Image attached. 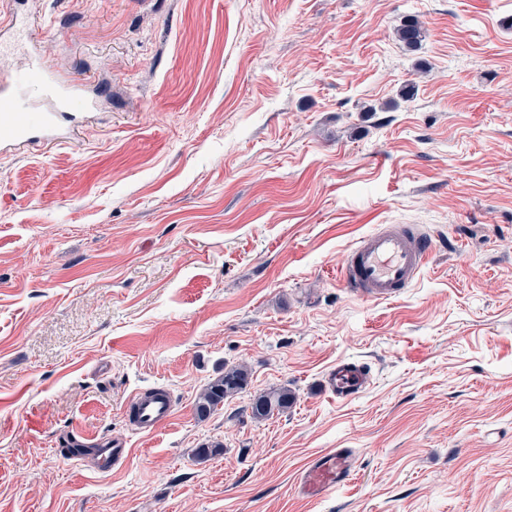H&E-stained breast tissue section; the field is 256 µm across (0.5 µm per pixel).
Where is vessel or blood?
<instances>
[{
  "instance_id": "b4317fda",
  "label": "vessel or blood",
  "mask_w": 512,
  "mask_h": 512,
  "mask_svg": "<svg viewBox=\"0 0 512 512\" xmlns=\"http://www.w3.org/2000/svg\"><path fill=\"white\" fill-rule=\"evenodd\" d=\"M19 0H0V19H7L9 40L0 39V146L20 148L32 143L67 140L77 121L91 112L93 86L59 78L47 47L32 33L31 23L16 20ZM436 251L433 238L409 224H383L352 247L341 268V284L367 301L399 297L412 288ZM373 382L370 367L337 361L324 372L323 393L345 403ZM171 391L158 385L135 393L125 406L135 431L153 434L174 414ZM131 450L123 438L84 440L81 458L93 459L95 470L120 468ZM358 465L354 448H334L314 456L298 473L292 490L305 499L320 500L349 485Z\"/></svg>"
}]
</instances>
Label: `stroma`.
Wrapping results in <instances>:
<instances>
[{"label":"stroma","mask_w":512,"mask_h":512,"mask_svg":"<svg viewBox=\"0 0 512 512\" xmlns=\"http://www.w3.org/2000/svg\"><path fill=\"white\" fill-rule=\"evenodd\" d=\"M26 10L101 98L77 138L0 151V512H512V0ZM383 224L438 250L363 301L340 268ZM340 359L374 375L344 404L320 387ZM238 364L247 389L199 418ZM156 384L176 413L134 434ZM280 387L293 405L255 420ZM112 436L117 470L69 454ZM330 448L359 449L353 482L295 496ZM397 36L409 50H414L422 41L423 29L416 18L408 17L397 29ZM171 391L158 385L135 393L126 403L125 412L130 425L140 434L151 435L174 414ZM295 394L288 388L269 390L255 396L251 403V412L254 419L266 420L288 409L294 402Z\"/></svg>","instance_id":"35a3bbf8"}]
</instances>
